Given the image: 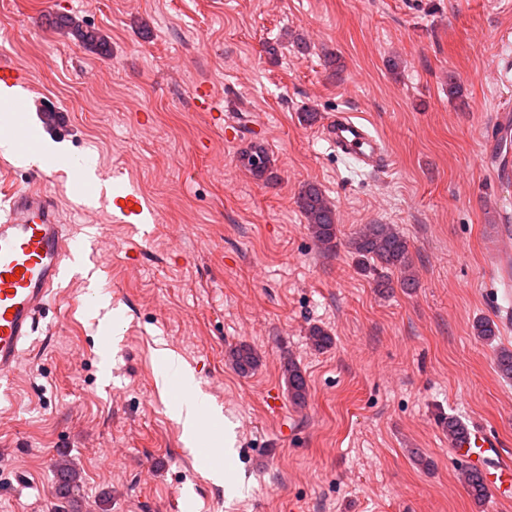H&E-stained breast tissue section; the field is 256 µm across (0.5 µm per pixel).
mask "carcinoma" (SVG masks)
Wrapping results in <instances>:
<instances>
[{"label":"carcinoma","mask_w":512,"mask_h":512,"mask_svg":"<svg viewBox=\"0 0 512 512\" xmlns=\"http://www.w3.org/2000/svg\"><path fill=\"white\" fill-rule=\"evenodd\" d=\"M63 25L68 27L74 38L85 47L99 48L103 45L102 38L95 29L84 26L78 21L65 18ZM239 162L252 176L270 184L277 178L274 165L265 146L259 142L252 143L239 155ZM298 207L303 214L313 239L319 248L333 251L338 245V224L334 206L312 183L302 186L297 197ZM351 252L355 255L359 269L377 273L375 288L385 293L393 288V282L380 270H397L401 274L400 285L404 288L415 287V279L411 274L412 259L407 240L390 224H366L351 239ZM229 361L232 367L242 375L252 373L259 362L253 350L240 344L230 349ZM496 368L499 374L512 379V350L502 349L496 355ZM290 398L298 406L305 405L308 396L306 378L301 369L293 362L285 367ZM57 482L55 494L58 498L72 500L79 491V475L68 460L56 464ZM465 482L469 494L478 502L484 501L488 490L483 484L480 473L469 469L465 474Z\"/></svg>","instance_id":"obj_1"}]
</instances>
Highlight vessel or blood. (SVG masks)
Wrapping results in <instances>:
<instances>
[{
  "mask_svg": "<svg viewBox=\"0 0 512 512\" xmlns=\"http://www.w3.org/2000/svg\"><path fill=\"white\" fill-rule=\"evenodd\" d=\"M12 118L0 133L13 140L16 148L33 150L37 131L21 126L18 116L22 102L8 107ZM323 137L337 152L351 156L363 166L378 171L387 168L390 157L381 137L345 113L322 128ZM0 210V387L17 371L26 345L31 342L42 310L48 306L60 282L74 270L80 252L60 222L59 207L44 189L10 193ZM499 446L497 438L483 430H464L454 443L455 450L473 457L494 501L512 498V464H492Z\"/></svg>",
  "mask_w": 512,
  "mask_h": 512,
  "instance_id": "1",
  "label": "vessel or blood"
}]
</instances>
